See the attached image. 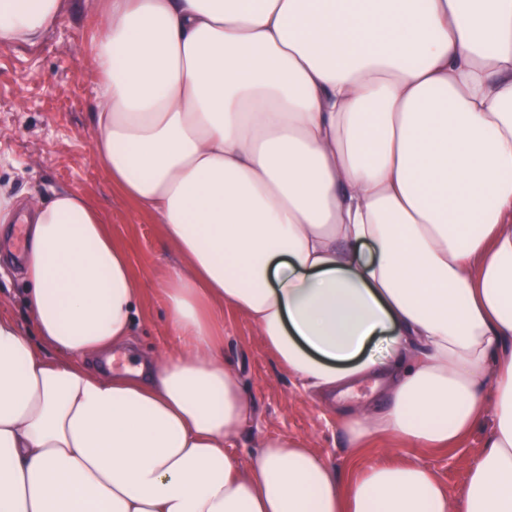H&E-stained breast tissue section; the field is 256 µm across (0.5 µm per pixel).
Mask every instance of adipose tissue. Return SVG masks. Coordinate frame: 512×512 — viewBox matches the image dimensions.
I'll list each match as a JSON object with an SVG mask.
<instances>
[{
	"mask_svg": "<svg viewBox=\"0 0 512 512\" xmlns=\"http://www.w3.org/2000/svg\"><path fill=\"white\" fill-rule=\"evenodd\" d=\"M70 0H0V46ZM93 132L114 189L180 258L178 350L111 373L144 286L84 193L23 201L32 318L0 309V512H512V0H92ZM247 315L305 390L366 380L344 472L303 441L232 449L253 402L212 310ZM383 336L382 354L368 346ZM484 430L478 428L460 448L453 451H437L421 453L415 449L409 448L404 444L391 442L377 450L369 452L363 457L364 466L373 465L386 460H421L438 477V479L448 489L450 497H456L459 489L464 484L467 477V470L470 459L480 450Z\"/></svg>",
	"mask_w": 512,
	"mask_h": 512,
	"instance_id": "adipose-tissue-1",
	"label": "adipose tissue"
}]
</instances>
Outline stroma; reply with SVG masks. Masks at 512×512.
Returning a JSON list of instances; mask_svg holds the SVG:
<instances>
[{
	"mask_svg": "<svg viewBox=\"0 0 512 512\" xmlns=\"http://www.w3.org/2000/svg\"><path fill=\"white\" fill-rule=\"evenodd\" d=\"M98 34L85 0H72L68 18L56 24L38 46L0 47V185L24 198H48L64 189L89 195L100 207L112 235L131 248L145 286L146 314L136 335L143 351L175 345L161 304L159 287L178 264L165 243L155 215L140 212L112 188L100 164L92 129L99 76L92 62ZM21 251L0 254V308L29 323L20 275ZM224 332V357L237 368L254 401V414L234 453L247 461L267 435L301 439L329 464L344 467L348 440L331 412L334 399L304 391L274 360L258 327L246 315L217 312ZM483 430L460 448L422 453L401 443L369 452L363 465L386 460L424 462L456 496L471 458L480 450Z\"/></svg>",
	"mask_w": 512,
	"mask_h": 512,
	"instance_id": "obj_1",
	"label": "stroma"
}]
</instances>
